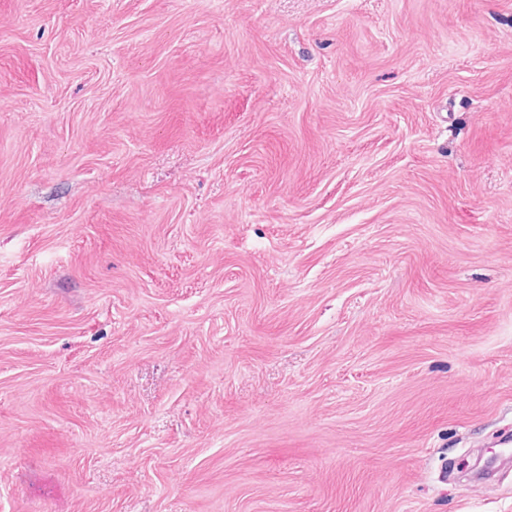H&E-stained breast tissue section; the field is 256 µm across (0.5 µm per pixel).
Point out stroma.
<instances>
[{
    "label": "stroma",
    "instance_id": "35a3bbf8",
    "mask_svg": "<svg viewBox=\"0 0 512 512\" xmlns=\"http://www.w3.org/2000/svg\"><path fill=\"white\" fill-rule=\"evenodd\" d=\"M512 0H0V512H512Z\"/></svg>",
    "mask_w": 512,
    "mask_h": 512
}]
</instances>
